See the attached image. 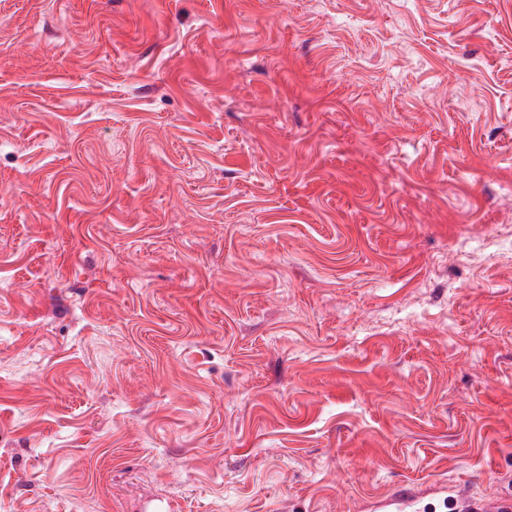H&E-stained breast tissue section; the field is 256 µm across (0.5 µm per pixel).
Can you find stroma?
<instances>
[{"label":"stroma","instance_id":"1","mask_svg":"<svg viewBox=\"0 0 512 512\" xmlns=\"http://www.w3.org/2000/svg\"><path fill=\"white\" fill-rule=\"evenodd\" d=\"M512 490V0H0V512Z\"/></svg>","mask_w":512,"mask_h":512}]
</instances>
